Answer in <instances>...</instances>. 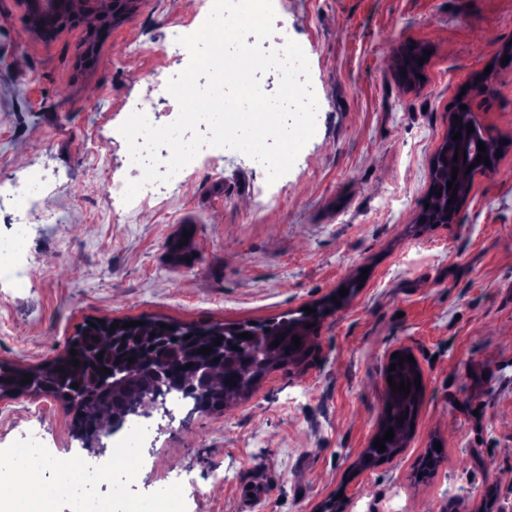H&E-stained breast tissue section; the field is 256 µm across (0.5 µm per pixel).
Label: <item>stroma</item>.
I'll use <instances>...</instances> for the list:
<instances>
[{"mask_svg":"<svg viewBox=\"0 0 512 512\" xmlns=\"http://www.w3.org/2000/svg\"><path fill=\"white\" fill-rule=\"evenodd\" d=\"M272 48H303L319 121L292 170L267 184L261 164L204 148L197 169L129 208L113 203L103 167L141 175L122 123L152 103L173 122L163 90L189 62L178 37L206 21L211 0H139L95 33L82 17L50 41L26 25L23 0H0V186L40 171L36 205L0 202V236L30 226L19 282L0 283V363L44 364L91 320L263 322L303 309L343 284L362 288L326 317L301 360L271 369L219 411L155 423L132 482L111 468L81 493L59 488V462L81 452L67 403L0 399V460L33 435L47 447L51 512L75 498L111 499L112 512H150L155 492L186 512H512V0H273ZM428 46L425 78L396 77L400 50ZM467 94L501 142L495 170L475 174L455 224L416 219L448 110ZM409 350L425 396L404 450L358 471L383 407L384 370ZM435 473L419 478L427 448ZM109 467V466H108ZM125 483L126 497L112 499ZM264 496L246 502V490Z\"/></svg>","mask_w":512,"mask_h":512,"instance_id":"1","label":"stroma"}]
</instances>
